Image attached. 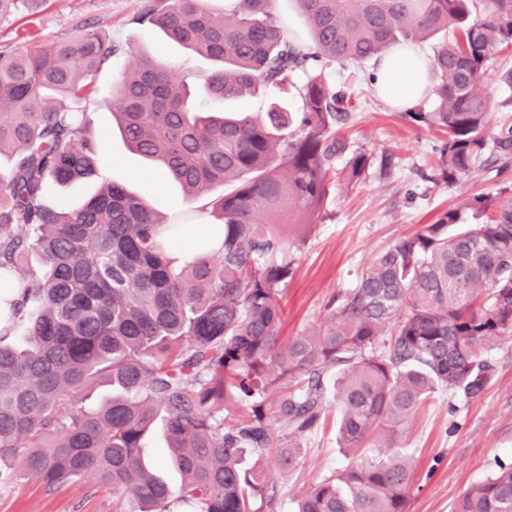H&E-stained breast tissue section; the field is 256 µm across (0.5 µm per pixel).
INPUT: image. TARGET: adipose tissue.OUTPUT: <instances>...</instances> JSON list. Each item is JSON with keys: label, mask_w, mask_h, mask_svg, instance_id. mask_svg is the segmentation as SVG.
<instances>
[{"label": "adipose tissue", "mask_w": 512, "mask_h": 512, "mask_svg": "<svg viewBox=\"0 0 512 512\" xmlns=\"http://www.w3.org/2000/svg\"><path fill=\"white\" fill-rule=\"evenodd\" d=\"M423 59L418 51L396 52L378 68L377 84L382 95L399 108H407L425 95L427 83L422 78Z\"/></svg>", "instance_id": "ef3b65f1"}]
</instances>
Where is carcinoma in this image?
I'll use <instances>...</instances> for the list:
<instances>
[{
	"instance_id": "cac0c4a2",
	"label": "carcinoma",
	"mask_w": 512,
	"mask_h": 512,
	"mask_svg": "<svg viewBox=\"0 0 512 512\" xmlns=\"http://www.w3.org/2000/svg\"><path fill=\"white\" fill-rule=\"evenodd\" d=\"M478 1L480 13L471 11ZM310 43L288 34L273 0H145L135 19L223 63L203 77L215 101L279 89L301 71L303 108L204 111L192 88L139 55L117 81L116 124L134 152L157 162L193 199L220 215L219 255L172 259L173 228L144 198L113 182L72 210L46 201L48 183L99 176L98 143L83 104L120 47L94 27L16 52L0 49V279L31 253L39 267L0 299V484L24 477L54 486L91 477L112 489L117 512H259L265 470L244 457L301 464L300 440L336 405L341 447L355 460L316 483L296 512H409L413 466L405 449L363 457L360 445L398 428L439 391L479 394L485 351L512 334V197H476L442 211L378 253L354 287L336 294L313 332L284 341L282 299L293 274L287 228L310 226L338 181L362 178L369 158L336 136L352 94L325 71L407 49L448 30L430 60L431 112L416 124L446 134L448 183L470 174L486 148L512 157V125L491 132L482 78L512 51V0H297ZM475 209L485 221L470 224ZM23 327V345L12 337ZM336 371L332 397L324 378ZM112 398L85 409L97 384ZM283 426L274 435L271 419ZM165 429L178 490L145 466L143 442ZM452 512H512V462L467 487Z\"/></svg>"
}]
</instances>
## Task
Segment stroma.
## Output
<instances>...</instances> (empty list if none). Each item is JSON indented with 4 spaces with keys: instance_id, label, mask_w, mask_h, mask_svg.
<instances>
[{
    "instance_id": "stroma-1",
    "label": "stroma",
    "mask_w": 512,
    "mask_h": 512,
    "mask_svg": "<svg viewBox=\"0 0 512 512\" xmlns=\"http://www.w3.org/2000/svg\"><path fill=\"white\" fill-rule=\"evenodd\" d=\"M144 0H43L34 11L19 9L0 15V48L25 51L73 37L91 23L106 30L120 45L97 78L95 103L86 110L95 133L107 137L101 179L50 185L52 204L73 209L94 195L102 181L115 182L145 197L168 222L208 224L213 220L209 195L188 199L184 190L163 177L155 166L132 153L114 125L103 100L127 69L133 55L148 53L171 68L205 103L203 77L215 64L167 40L152 27L135 23ZM512 68V53L496 56L487 69L482 90L491 127L512 124V87L500 75ZM377 65H333L325 75L338 88H352L357 108L344 129L350 152L365 153L370 166L361 181L336 184L317 223L293 251L294 272L283 300V337L318 327L324 307L339 290L353 287L364 266L383 249L421 225L432 223L443 210L477 196H512V163L486 162L456 183L440 175L441 132L418 127L402 110L379 95L371 80ZM486 359L492 376L484 389L467 398L444 392L410 419L396 438L375 437L369 445L407 449L414 457L416 482L409 512H451L457 496L482 481L498 462L512 461V335L500 338ZM297 469L272 467L271 505L262 512H293L297 499L313 484L344 467L352 458L340 447L333 421L307 435ZM0 512H114L111 490L88 479L70 480L54 488L25 478L0 488Z\"/></svg>"
}]
</instances>
